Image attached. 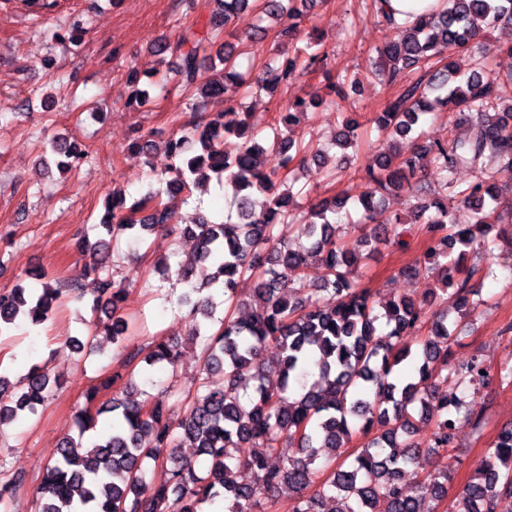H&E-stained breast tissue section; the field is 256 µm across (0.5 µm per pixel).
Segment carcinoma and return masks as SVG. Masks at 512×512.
Returning <instances> with one entry per match:
<instances>
[{"label":"carcinoma","mask_w":512,"mask_h":512,"mask_svg":"<svg viewBox=\"0 0 512 512\" xmlns=\"http://www.w3.org/2000/svg\"><path fill=\"white\" fill-rule=\"evenodd\" d=\"M314 0H262L261 11L273 18ZM215 4L209 29L200 33L192 25L178 26L175 38L157 47L176 59L173 79L197 96L195 107L224 102L256 84L260 90L288 85L300 72L326 59L316 33L302 38L293 29L279 31L288 56L272 57L265 78L251 80L233 52L216 55L207 77L200 52L220 34L251 0H211ZM382 20L397 31V39L376 49L378 75L400 85L399 95L374 115L380 134L389 140L411 139L410 151L399 148L377 155L367 168L369 188L359 199L357 220L347 207L350 197L339 193L313 205L298 216L293 212L295 181L284 180L263 165L266 147L248 122L249 113L232 108L209 113L180 125L165 140L150 129L131 144L129 159L147 162L157 147L172 160L175 178L157 179L132 205L112 192L92 230L77 234L78 249L88 255L87 274L96 283L93 310L110 309V322L95 323L102 335L123 352L125 365L175 366L178 345L160 337L149 349L125 351L131 319L124 300L128 284L110 268V255H119L122 241L152 248L148 236L171 235L176 216L163 195L203 189L211 181L231 188L238 221H217L206 215L187 225L196 247L176 266L167 254L153 264L167 279L174 274L198 294L191 308L196 318L191 336L203 343V373H224V387L202 383L181 413L163 398L151 401L129 398L136 388L119 373L91 386L87 406L76 413L78 437H65L58 457L47 465L34 512H203L218 499L225 512H264V504L288 494L292 512H320L326 492H332L335 512H437L447 495L444 480L430 488L432 504L412 490L411 471L417 455L427 450L446 452L460 418L472 420L464 399L438 391L442 374L474 390L488 375L476 357L452 360L451 346L459 343L449 311L473 317L485 305L477 275L487 278L492 266L481 269L478 259L489 250L483 237L498 224H512V211L502 209L495 175L484 159L496 160L499 170L512 171V99L499 96V87L512 84V71L491 73L482 64L460 70L454 56L466 50L480 32L512 23V0H441L437 9L406 15L397 22L375 2ZM128 105L142 107L154 101L150 89L140 86V74L127 71ZM458 109L465 137L424 139L421 126L433 105ZM317 104L297 97L288 110L276 115L273 146L281 167L290 169L310 156L319 170L326 169L328 149L289 134ZM334 144L345 152L358 146L357 122L342 116ZM44 150L60 157L59 169L72 171L82 162L81 151L53 137ZM431 157L443 175L441 191L422 192L423 157ZM460 168L476 172L465 186L457 184ZM267 195L263 210L252 209L251 196ZM399 201L391 224L372 229L355 243L345 241L343 226L370 220L376 196ZM467 209L471 223L458 224L454 210ZM303 223L308 244L292 245L279 235V226ZM424 238L423 259L401 272L419 278L437 270L436 282L420 301L406 297L378 302L376 293L361 283L357 266L390 246L405 245L403 234ZM323 270L317 287L308 280L309 269ZM38 287L15 286L0 290V337L19 323L38 327L68 298L80 300V286L62 285L44 270L29 272ZM243 280L253 282L250 300L238 294ZM224 297V316L214 318L215 297ZM254 309L247 318L235 316L247 302ZM427 336L417 348L405 341L423 328ZM119 385L112 399L94 406L101 390ZM58 385L47 365L34 364L13 381L0 367V430L22 414H35ZM112 415L104 434H95L97 418ZM431 425L420 434L419 424ZM367 438L357 451L347 453L356 436ZM187 441L205 458L206 475L176 454ZM249 447L251 456L237 458L232 449ZM277 454L280 464L268 466ZM160 465L163 477L147 478L149 463ZM329 472L326 490L315 497L306 492L318 473ZM23 476L17 472L0 482V512H13V502ZM450 512H512V423L500 427L485 458L458 496Z\"/></svg>","instance_id":"carcinoma-1"}]
</instances>
